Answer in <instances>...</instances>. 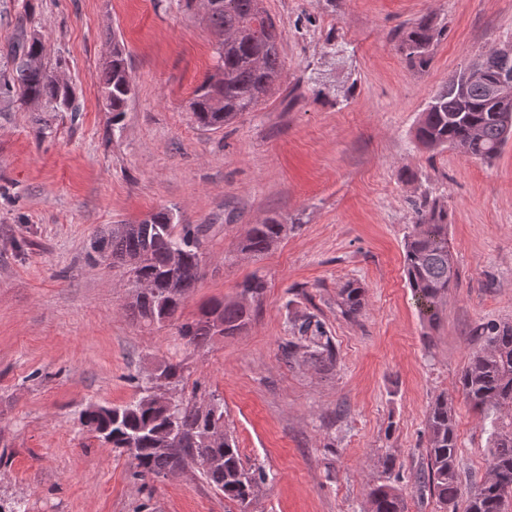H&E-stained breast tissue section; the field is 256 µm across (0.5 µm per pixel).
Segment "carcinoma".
<instances>
[{"mask_svg":"<svg viewBox=\"0 0 512 512\" xmlns=\"http://www.w3.org/2000/svg\"><path fill=\"white\" fill-rule=\"evenodd\" d=\"M207 19L216 35L215 70L197 86L192 101L195 122L202 128H217L244 112H253L278 88L283 74L279 54V33L261 7V0H206ZM438 31L424 16L399 35V50L414 68L423 69L432 60ZM47 46L27 22H18L6 51L0 55V105L33 103L37 112H76L78 106L69 85L60 81L46 62ZM489 75L502 69L512 71V57L487 55L481 60ZM462 73L452 75L431 99L417 122L414 138L428 150L456 148L488 163L506 144L512 128V100H495L484 83L460 89ZM100 85L112 118L127 108L133 85L126 67L125 48L112 41ZM284 225L275 217L254 224L240 241L239 248L262 255L275 246ZM205 229L184 225L175 231L172 212L159 211L148 224H122L99 246L102 257L112 264L129 267L137 255L145 256L134 268V276L153 283L156 295L131 305L133 314L147 326L173 322L183 300L200 279ZM183 254L179 271L169 267L170 253ZM403 271L419 312L434 323L443 299L457 281V270L448 249V209L438 202H425L415 211L414 228L403 245ZM338 305L355 317L365 306V288L348 283L338 292ZM224 317V335L233 336L249 322L251 307L238 302H217L201 310L198 318L177 325L186 344L207 345L213 335L206 317L213 312ZM484 345L472 355L461 376V384L472 407L491 417V452L488 476L481 481L464 506H459V448L455 411L446 395L436 396L429 405L427 429L428 480L441 508L447 512H505L506 501L496 491L497 482L512 484V324L492 323L483 327ZM288 357L333 364L335 347L323 324L312 315H302L291 323ZM160 377L172 388L183 379V367L168 363ZM152 382L141 387L140 396L121 406L87 405L80 420L120 453L130 455L135 476L154 479L176 468L195 463L205 454L220 456L224 466L201 471L208 484L237 502L242 512L257 496L267 480L260 467L244 464L236 441L224 420V408L202 414L195 403L181 395L162 403L150 393ZM218 429L222 440L204 442L210 430ZM181 434L178 445L167 448L173 431ZM368 512H406L405 498L389 484H378L367 492Z\"/></svg>","mask_w":512,"mask_h":512,"instance_id":"1","label":"carcinoma"}]
</instances>
